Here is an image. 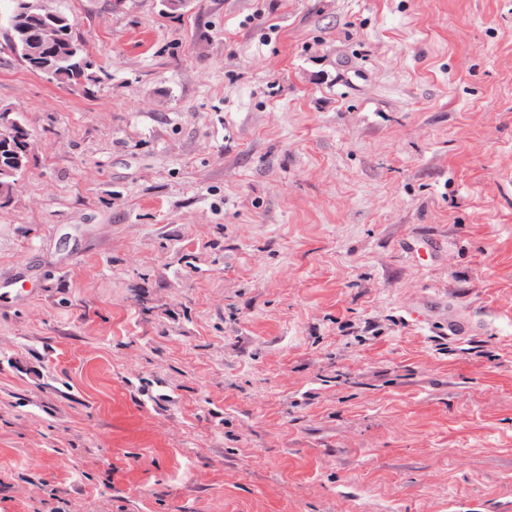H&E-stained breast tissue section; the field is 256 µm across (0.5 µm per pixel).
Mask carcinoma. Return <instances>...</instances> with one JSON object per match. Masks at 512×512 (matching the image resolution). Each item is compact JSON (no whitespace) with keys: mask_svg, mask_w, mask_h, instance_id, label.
Listing matches in <instances>:
<instances>
[{"mask_svg":"<svg viewBox=\"0 0 512 512\" xmlns=\"http://www.w3.org/2000/svg\"><path fill=\"white\" fill-rule=\"evenodd\" d=\"M22 27L30 28L38 35V41L45 53L53 57L56 82L79 92L88 93L97 82L96 71L101 69L85 52H80L84 61L74 64L67 61V48L78 43V36L70 18L48 3H41L26 13ZM9 138L21 151L31 150L30 133L18 114L8 108H0V136Z\"/></svg>","mask_w":512,"mask_h":512,"instance_id":"cac0c4a2","label":"carcinoma"}]
</instances>
